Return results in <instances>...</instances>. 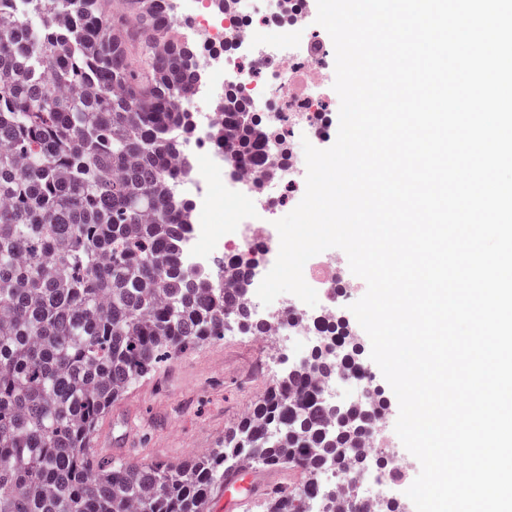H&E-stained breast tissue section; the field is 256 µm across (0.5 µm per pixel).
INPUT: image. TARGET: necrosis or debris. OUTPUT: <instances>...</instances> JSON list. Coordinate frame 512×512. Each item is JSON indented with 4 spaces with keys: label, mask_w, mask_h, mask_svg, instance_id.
I'll return each mask as SVG.
<instances>
[{
    "label": "necrosis or debris",
    "mask_w": 512,
    "mask_h": 512,
    "mask_svg": "<svg viewBox=\"0 0 512 512\" xmlns=\"http://www.w3.org/2000/svg\"><path fill=\"white\" fill-rule=\"evenodd\" d=\"M177 2L175 20L199 48L201 80L193 98L218 102L225 89L236 87L259 104L268 125L285 130L288 136L300 131L317 138L328 134L322 94L327 66L323 57L303 52L297 38L309 13L308 0H267L269 11L262 35L251 27V0H234V9L227 15L201 8L200 0ZM227 44L233 45V53L224 52ZM222 119L217 110L194 113L193 132L177 154L178 161L188 162L191 170L173 187L175 194L193 203L190 232L182 246L183 262L190 268L209 270L217 288L227 285L225 265L256 264L277 256L280 239L273 223L285 205L286 190L298 186L307 173L304 158L293 151L283 152L277 139L267 145V170L235 165L230 154L212 140V130ZM219 181L224 184L220 197L213 190ZM223 203L240 206L242 216L217 230L204 223L203 216ZM337 265L336 257L325 253L306 262L303 275L317 292L316 306L296 297H280L263 305L256 297L259 283L255 280L250 282L244 300L274 334L287 337L292 350L310 349L320 339L321 321L332 319L348 295ZM374 378L366 365L342 371L323 387L322 396L335 403H360ZM321 479L335 486L337 499L349 496L373 508L381 498L379 487L386 477L365 470L350 481L330 467Z\"/></svg>",
    "instance_id": "necrosis-or-debris-1"
}]
</instances>
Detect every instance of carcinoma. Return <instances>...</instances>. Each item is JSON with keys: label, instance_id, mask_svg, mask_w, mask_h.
I'll return each instance as SVG.
<instances>
[{"label": "carcinoma", "instance_id": "cac0c4a2", "mask_svg": "<svg viewBox=\"0 0 512 512\" xmlns=\"http://www.w3.org/2000/svg\"><path fill=\"white\" fill-rule=\"evenodd\" d=\"M42 24L0 10V512H207L247 464L298 472L261 512H333L319 483L386 409L372 392L332 406L317 383L361 363L341 318L253 405L224 446L179 465L96 457L92 435L163 354L266 322L184 265L190 201L166 183L191 130L196 47L173 35L171 0H26ZM218 142L262 169L278 138L234 88L217 103Z\"/></svg>", "mask_w": 512, "mask_h": 512}]
</instances>
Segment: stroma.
Segmentation results:
<instances>
[{"instance_id":"stroma-1","label":"stroma","mask_w":512,"mask_h":512,"mask_svg":"<svg viewBox=\"0 0 512 512\" xmlns=\"http://www.w3.org/2000/svg\"><path fill=\"white\" fill-rule=\"evenodd\" d=\"M279 336L231 332L160 361L113 403L93 447L102 457L179 464L220 447L225 432L280 378Z\"/></svg>"}]
</instances>
